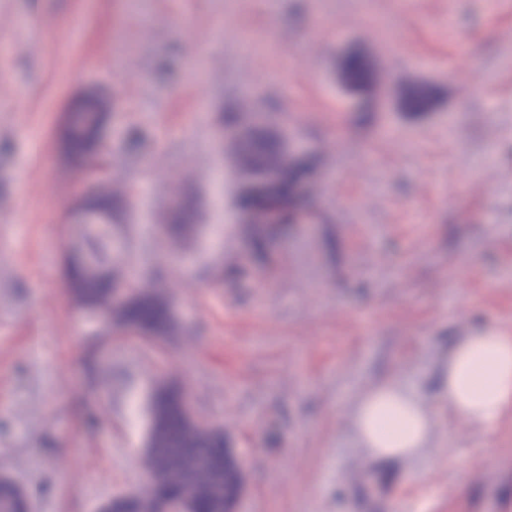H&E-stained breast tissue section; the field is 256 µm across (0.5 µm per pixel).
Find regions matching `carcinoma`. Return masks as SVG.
<instances>
[{
	"label": "carcinoma",
	"mask_w": 512,
	"mask_h": 512,
	"mask_svg": "<svg viewBox=\"0 0 512 512\" xmlns=\"http://www.w3.org/2000/svg\"><path fill=\"white\" fill-rule=\"evenodd\" d=\"M346 80L356 93L367 90L370 74L362 60L353 56L344 63ZM400 104L408 112H425L433 104L431 86L414 83L407 86ZM99 104L89 102L72 112L68 126L60 133L65 153L79 160L96 155L91 134L98 124ZM246 149L262 158L259 163L241 161L254 186L241 190L239 206L244 211L262 207L267 200L289 203L295 189L313 175L312 163L305 159L287 160L278 138L258 134ZM276 174L272 190L265 192L262 174ZM120 195L109 191L91 198L87 209L97 215L110 216L117 210ZM86 248L97 274L85 272V261L66 257L65 275L75 302L83 308H105L124 330L144 335L155 342L169 337L174 318L168 302L161 296L129 280L122 281L112 266V249L107 229L97 223L88 224ZM120 285L130 294L123 306L112 305V289ZM151 421L153 439L147 458L156 480L154 497H143L132 503L135 512H152L154 501L188 499L195 512H225V506L239 491L236 464L229 456L224 433L191 417L183 405V394L174 385L158 387L152 397ZM0 507L17 512L29 507L27 495L10 480H0Z\"/></svg>",
	"instance_id": "obj_1"
}]
</instances>
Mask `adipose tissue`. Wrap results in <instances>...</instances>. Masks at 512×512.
Wrapping results in <instances>:
<instances>
[{
	"label": "adipose tissue",
	"mask_w": 512,
	"mask_h": 512,
	"mask_svg": "<svg viewBox=\"0 0 512 512\" xmlns=\"http://www.w3.org/2000/svg\"><path fill=\"white\" fill-rule=\"evenodd\" d=\"M440 395L452 414L491 433L512 410V336L487 327L463 337L441 365ZM355 440L372 459L412 460L432 438L433 416L409 388L386 379L352 409Z\"/></svg>",
	"instance_id": "adipose-tissue-1"
}]
</instances>
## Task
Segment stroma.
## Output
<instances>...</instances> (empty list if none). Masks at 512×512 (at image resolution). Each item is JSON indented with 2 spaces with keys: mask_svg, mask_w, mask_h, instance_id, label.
I'll return each instance as SVG.
<instances>
[{
  "mask_svg": "<svg viewBox=\"0 0 512 512\" xmlns=\"http://www.w3.org/2000/svg\"><path fill=\"white\" fill-rule=\"evenodd\" d=\"M351 52L375 111L340 78ZM418 81L434 103L404 111ZM89 92L111 102L112 253L168 301L161 344L101 334L60 272L96 172L58 129ZM256 112L315 166L261 258L227 121ZM484 323L512 334V0H0V477L31 512L140 490L163 381L242 459L237 512H512V411L490 435L437 398ZM389 377L435 416L409 462L352 430Z\"/></svg>",
  "mask_w": 512,
  "mask_h": 512,
  "instance_id": "obj_1",
  "label": "stroma"
}]
</instances>
